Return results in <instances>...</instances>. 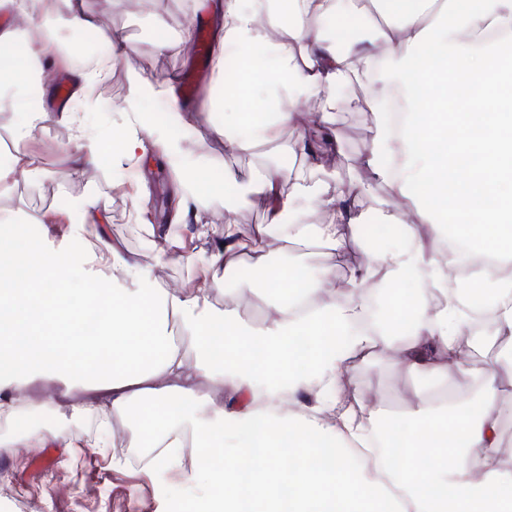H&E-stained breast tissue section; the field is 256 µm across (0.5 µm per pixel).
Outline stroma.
<instances>
[{"label": "stroma", "mask_w": 512, "mask_h": 512, "mask_svg": "<svg viewBox=\"0 0 512 512\" xmlns=\"http://www.w3.org/2000/svg\"><path fill=\"white\" fill-rule=\"evenodd\" d=\"M212 0H87L89 12L101 21L99 30L78 35L57 26L60 43L70 51L63 74L75 69L76 58L86 56L88 42L108 39L118 31L126 39L121 63L113 70L112 98L88 104L84 93L73 94L64 110L54 106V92H47L43 105L47 114L35 127L25 125V114L14 88L0 89V147L9 148V160L28 155L39 158L43 172L35 177L14 176L7 192L0 194V214L16 217L23 239L40 241L47 249L67 248L78 262L75 286L84 279L98 280L104 272L90 259L93 238L77 232L85 209L99 215L107 234L140 267L143 275L160 288L194 282L207 289L216 308L226 306L261 327L269 322L266 306L255 290L243 288L226 293L224 288H206L199 271V260L209 254L217 239L223 238L225 225H234L241 240H248L257 224L263 223L269 208L268 195L256 185L245 184L248 173L268 164L287 165V155L274 146L261 145L249 152H233L224 141V115L211 113L208 120L190 125L179 121L174 95L175 85L188 63L187 48L181 38L194 17L210 19ZM328 38L337 47L354 39L371 40L369 20L355 13L347 0L326 27ZM141 75L156 86L155 94L141 99V110L154 116L153 129L166 135L177 147L182 160L192 166L197 223L206 225L207 236L184 246L186 229L171 234L167 204L178 195L174 173L150 152L142 163L129 166L124 160L105 157L99 168L76 172L69 150L75 129L67 113L83 112L89 129L110 126L127 110L130 78ZM359 87H336V107L329 122L312 125L307 114L321 112L320 101L305 106V118L285 129L291 150L312 144L324 168L308 166L307 180L328 192L337 183L357 179L361 182L358 210L375 215L387 187L366 167V158L377 125V115L354 106ZM243 180V187L230 184V177ZM309 269L335 265L347 256L349 266L366 262L364 252L354 246L335 253L325 247H291ZM348 268H337L333 288L348 281ZM429 377L410 374L395 355L378 351L365 365L356 366L344 380V388L360 411L381 408L389 417L402 415L414 407L420 393L432 389ZM51 385L38 381L27 392V404L40 406L41 414L21 413L16 423L0 424L1 434L35 431L25 447L0 446V484L7 494L22 503L20 512H184L201 491L195 488L192 470L183 466L160 475L144 469L136 457L112 458L107 449L95 447L85 437L76 447L65 445V438L76 422L93 425V416L56 405Z\"/></svg>", "instance_id": "35a3bbf8"}]
</instances>
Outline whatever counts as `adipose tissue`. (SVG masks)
Segmentation results:
<instances>
[{"instance_id": "1", "label": "adipose tissue", "mask_w": 512, "mask_h": 512, "mask_svg": "<svg viewBox=\"0 0 512 512\" xmlns=\"http://www.w3.org/2000/svg\"><path fill=\"white\" fill-rule=\"evenodd\" d=\"M280 1L219 0L218 49H235L242 68L233 92L211 99L209 110L223 111L230 149L275 142L284 152L280 132L295 124L301 103L337 86L369 87L379 120L366 166L388 185L377 220L400 225L401 236L368 250L365 271L339 293H324L334 267L303 274L293 260L272 264L267 238L338 251L360 242L365 219L350 211L345 190L330 195L301 169L267 167L258 175L274 199L267 222L246 242L225 225V242L201 262L205 274L220 269L229 282L240 281L245 262L265 272L272 318L262 328L216 309L203 291L144 285L101 230L92 259L110 276L84 283L77 303L67 251L0 247V419L18 418L17 395L34 379L90 383L105 396L99 410L122 418L140 411L132 435L155 448L152 471L178 466L184 440L194 438L207 458L191 476L206 490L195 512H512V458L499 454L502 378L494 369H448L474 318L448 294V268L459 259L512 365V0H368L379 52L327 39L336 0H284L285 12ZM58 51L45 35L24 63L0 61V82L26 83ZM260 69L267 77L259 84ZM396 97L404 110L394 128L387 107ZM134 118L140 133L122 123L74 141L78 171L112 154L136 157L150 123L142 112ZM305 206L330 221L303 223ZM380 270L397 292L366 330L362 299ZM410 274L421 288L405 290ZM437 294L447 301L435 308ZM173 318L186 348L167 330ZM382 345L408 372L470 391L475 408L420 396L393 453L382 411L355 415L342 385ZM196 375L224 391L211 413L194 403Z\"/></svg>"}]
</instances>
